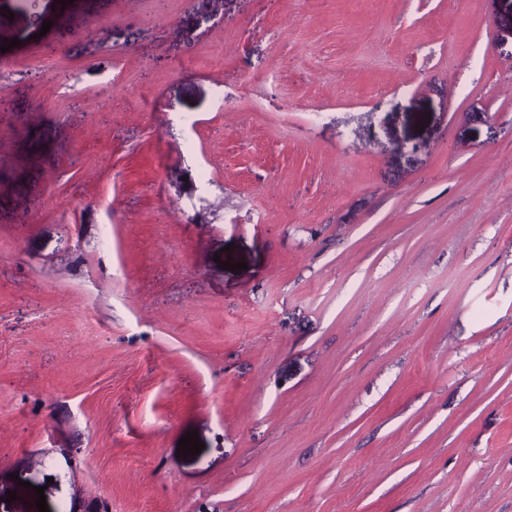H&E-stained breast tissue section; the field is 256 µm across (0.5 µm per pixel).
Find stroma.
Masks as SVG:
<instances>
[{"label": "stroma", "instance_id": "35a3bbf8", "mask_svg": "<svg viewBox=\"0 0 512 512\" xmlns=\"http://www.w3.org/2000/svg\"><path fill=\"white\" fill-rule=\"evenodd\" d=\"M4 40L0 512H512V0Z\"/></svg>", "mask_w": 512, "mask_h": 512}]
</instances>
